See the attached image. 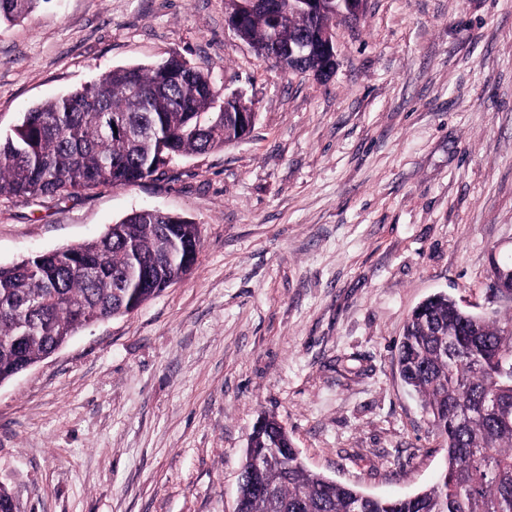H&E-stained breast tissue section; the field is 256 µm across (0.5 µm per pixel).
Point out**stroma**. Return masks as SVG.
I'll return each mask as SVG.
<instances>
[{"label":"stroma","mask_w":512,"mask_h":512,"mask_svg":"<svg viewBox=\"0 0 512 512\" xmlns=\"http://www.w3.org/2000/svg\"><path fill=\"white\" fill-rule=\"evenodd\" d=\"M226 0H47L0 27V134L113 68L176 55L241 93L238 143L137 184L0 198V265L99 238L132 209L197 225L191 273L0 384L16 512H234L262 416L307 468L375 496L444 452L395 360L414 307L491 295L512 259V0H367L329 78L227 27Z\"/></svg>","instance_id":"obj_1"}]
</instances>
